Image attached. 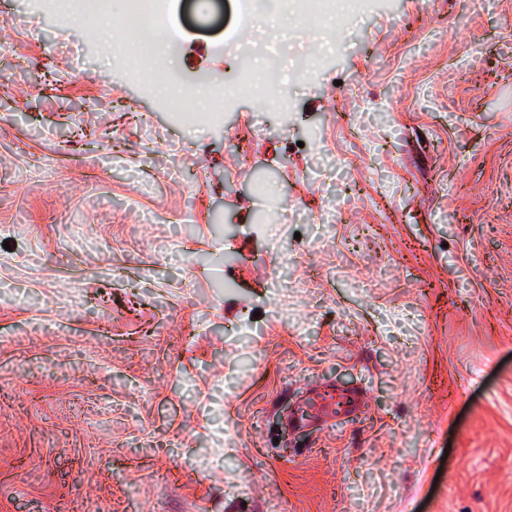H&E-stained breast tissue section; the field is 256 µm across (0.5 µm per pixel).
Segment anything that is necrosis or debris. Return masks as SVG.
Listing matches in <instances>:
<instances>
[{
    "instance_id": "1",
    "label": "necrosis or debris",
    "mask_w": 512,
    "mask_h": 512,
    "mask_svg": "<svg viewBox=\"0 0 512 512\" xmlns=\"http://www.w3.org/2000/svg\"><path fill=\"white\" fill-rule=\"evenodd\" d=\"M42 9L62 27L74 23L96 28L112 16V0H41ZM369 0H273L267 13L273 17L293 16L305 26L343 33L348 22L363 15ZM127 26L115 30L111 51L125 60L128 80L163 94L164 103L175 114L194 122L220 123L224 104L230 100L250 98L261 103L278 101L289 81L303 82L309 65L297 61L290 80L280 78L281 63L270 55L266 68L249 69L230 82H205L191 87L175 72L167 70L161 46H174L181 32L168 20L167 0H128Z\"/></svg>"
}]
</instances>
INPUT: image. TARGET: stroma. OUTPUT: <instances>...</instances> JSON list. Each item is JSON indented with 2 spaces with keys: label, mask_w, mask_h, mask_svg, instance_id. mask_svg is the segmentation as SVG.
I'll list each match as a JSON object with an SVG mask.
<instances>
[{
  "label": "stroma",
  "mask_w": 512,
  "mask_h": 512,
  "mask_svg": "<svg viewBox=\"0 0 512 512\" xmlns=\"http://www.w3.org/2000/svg\"><path fill=\"white\" fill-rule=\"evenodd\" d=\"M168 6L188 83L261 63ZM111 35L0 0V512H512V0L368 11L220 126Z\"/></svg>",
  "instance_id": "obj_1"
}]
</instances>
